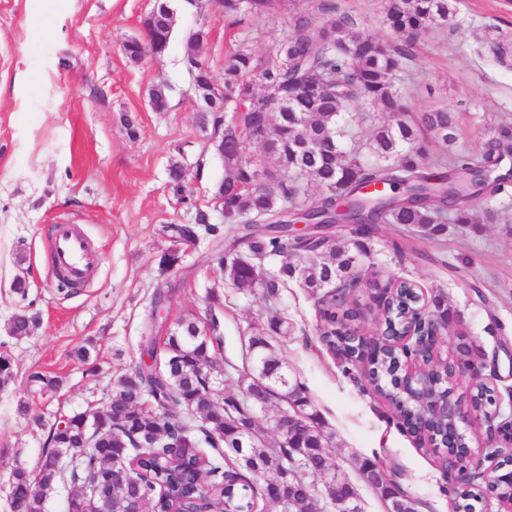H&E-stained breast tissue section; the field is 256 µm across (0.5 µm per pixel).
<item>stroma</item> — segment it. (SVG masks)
Instances as JSON below:
<instances>
[{
	"label": "stroma",
	"mask_w": 512,
	"mask_h": 512,
	"mask_svg": "<svg viewBox=\"0 0 512 512\" xmlns=\"http://www.w3.org/2000/svg\"><path fill=\"white\" fill-rule=\"evenodd\" d=\"M322 0H286L284 9L240 27L214 17L209 0H175L176 25L168 49L131 62L123 41L142 32L153 0H0V345L9 350L15 379L0 391V512H13L8 480L15 465L35 469L45 424L87 408L104 409L121 378L146 360L161 327L187 317L221 319L214 349L217 391L238 394V370L248 339L262 333L271 311L286 316L287 335L270 337L275 352L309 393L331 440L328 460L358 481L363 459L381 462L388 476L418 503V512H448V480L434 455L418 450L395 410L359 380L317 332L318 311L304 289H284L276 308L260 295L236 290L212 261L215 237L198 230L174 241L173 224L206 212L224 222L218 188L227 169L213 131L199 123L187 38L207 31L199 59L224 79L230 50L242 45L266 60L285 36L292 15L322 22ZM360 28L391 41L381 21L382 0H335ZM512 42V0H458L457 23L417 38L405 98L411 116L436 107L454 112L453 151L479 155L492 129L512 121V57L500 63L489 45ZM164 86L169 108L153 111L149 92ZM185 178L174 187L171 164ZM73 224L87 238L94 264L83 288L58 291L51 226ZM178 249L179 265L161 256ZM25 275L27 297L14 293ZM403 278L427 299L448 296L453 330L466 332L496 365L502 411L512 410V229L504 224H452L431 242L400 224L381 225L363 282L349 290L366 309V333L376 330L370 281ZM36 322L28 336L9 335L21 311ZM90 351L79 360L80 347ZM98 366L86 375L87 363ZM61 379L42 392L31 370Z\"/></svg>",
	"instance_id": "1"
}]
</instances>
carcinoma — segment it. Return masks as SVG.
<instances>
[{"instance_id":"carcinoma-1","label":"carcinoma","mask_w":512,"mask_h":512,"mask_svg":"<svg viewBox=\"0 0 512 512\" xmlns=\"http://www.w3.org/2000/svg\"><path fill=\"white\" fill-rule=\"evenodd\" d=\"M283 0H224V20L240 26L254 18L277 13ZM383 21L405 37L386 41L358 28L347 15L323 25L303 14L293 17L288 34L272 43L267 60L260 63L238 48L229 54L224 69V99L215 95L212 77L202 69L195 49L206 37L204 29L188 37V63L195 69V85L207 101L224 102L200 113L202 127L222 133L224 163L229 174L218 188L225 227L209 223L200 212L196 223L224 237L228 243L245 241L248 253L281 258L276 273L262 287L253 270L236 262L224 264V274L242 293L261 290L269 304L280 289L295 283L314 298L320 316L322 342L335 350L339 327L356 324V307L347 303L340 284L361 279L364 261L382 224H403L422 238L438 240L448 235L450 224H477L479 219L464 201L493 199L512 184V174L502 163L512 152V126L492 131L481 155L448 153L456 140L453 113L437 107L414 120L404 103L400 82L412 61V44L421 33L452 27L456 0H383ZM175 23L172 0L158 7L143 25L149 35L168 47ZM126 57L139 63L145 57L142 39L127 38ZM249 116L226 121L225 114L240 107ZM381 112L388 119L374 126L366 141L353 134L352 110ZM259 143L266 167L258 170L250 159L251 145ZM441 147L428 165L431 144ZM380 182L384 191L365 195V184ZM356 226L336 237H323L304 248L289 244V219L328 223L337 204ZM33 317L26 312L9 321L11 336L29 335ZM219 320L210 315L207 325L183 320L168 332L161 349L147 354L164 359V366L138 367L118 382L106 409L94 412L98 427L88 428V413L68 416L64 428L52 424L35 471L15 466L10 474L9 496L13 509L45 512L46 501L61 483L78 486L68 512H94L97 476L103 475L121 502L115 512H152L174 508V485H208L211 507L218 512H266L271 500L262 485L273 478L291 512H312L318 473L328 466L329 435L313 409L306 386L294 378L288 362L272 351H253L250 364L239 373V395L219 397L214 391L212 351L219 343ZM346 337L343 362L359 361L357 332ZM366 388L398 406L400 393L388 354L363 371ZM14 380V361L0 351V389ZM493 390L477 376L468 404L478 408L491 402ZM308 408L309 415L295 430L291 447H273L265 436L256 440L242 428L254 417L255 400ZM163 433L187 443L186 458L173 460L166 448H142L139 441ZM72 448L78 455L69 469L58 465L59 453ZM457 467L449 494L462 512H477L489 498L512 499V485L488 484ZM375 463L364 468L360 480L380 497L393 500L396 512H418L417 502L400 487L383 478Z\"/></svg>"}]
</instances>
